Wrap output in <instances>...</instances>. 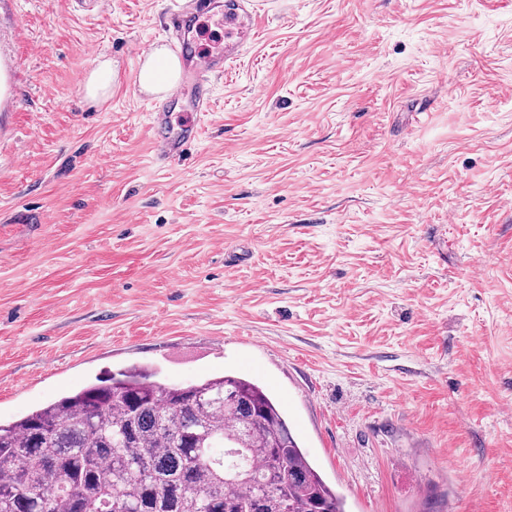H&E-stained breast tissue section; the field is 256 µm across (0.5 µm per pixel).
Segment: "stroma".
I'll list each match as a JSON object with an SVG mask.
<instances>
[{
  "label": "stroma",
  "mask_w": 512,
  "mask_h": 512,
  "mask_svg": "<svg viewBox=\"0 0 512 512\" xmlns=\"http://www.w3.org/2000/svg\"><path fill=\"white\" fill-rule=\"evenodd\" d=\"M171 2L0 0V421L230 372L348 512H512V0H262L164 165ZM111 80L112 62L110 60L100 61L85 81L87 97L91 100L104 98L109 91Z\"/></svg>",
  "instance_id": "stroma-1"
}]
</instances>
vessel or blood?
I'll use <instances>...</instances> for the list:
<instances>
[{"instance_id":"1","label":"vessel or blood","mask_w":512,"mask_h":512,"mask_svg":"<svg viewBox=\"0 0 512 512\" xmlns=\"http://www.w3.org/2000/svg\"><path fill=\"white\" fill-rule=\"evenodd\" d=\"M217 19L224 44L206 49L194 35L198 19ZM167 28L183 61V73L152 112V137L158 159L182 158L198 140L200 121L211 107L214 77L231 69L261 34L257 0H174Z\"/></svg>"}]
</instances>
